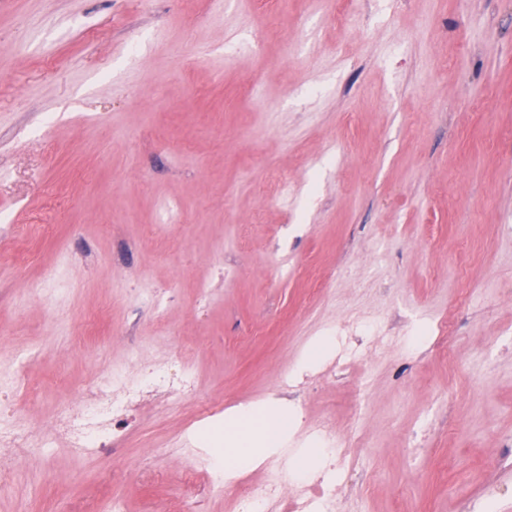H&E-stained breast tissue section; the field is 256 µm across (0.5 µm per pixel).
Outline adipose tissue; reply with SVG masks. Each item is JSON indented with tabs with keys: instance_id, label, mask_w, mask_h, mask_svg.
<instances>
[{
	"instance_id": "obj_1",
	"label": "adipose tissue",
	"mask_w": 512,
	"mask_h": 512,
	"mask_svg": "<svg viewBox=\"0 0 512 512\" xmlns=\"http://www.w3.org/2000/svg\"><path fill=\"white\" fill-rule=\"evenodd\" d=\"M296 427L297 421L284 403L272 415L259 407L230 416L224 422L221 451L225 474L233 475L241 463L261 462L282 454L295 469H312L323 451L311 442L294 441Z\"/></svg>"
}]
</instances>
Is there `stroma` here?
Wrapping results in <instances>:
<instances>
[{
  "instance_id": "1",
  "label": "stroma",
  "mask_w": 512,
  "mask_h": 512,
  "mask_svg": "<svg viewBox=\"0 0 512 512\" xmlns=\"http://www.w3.org/2000/svg\"><path fill=\"white\" fill-rule=\"evenodd\" d=\"M353 7L350 28L333 0L274 23L255 0H0V358L36 347L41 390L0 512H237L201 411L279 396L296 441L325 419L368 441L364 512H460L512 459V0ZM49 277L53 303L26 297ZM188 350L195 389L141 400L111 452L57 436L96 371Z\"/></svg>"
}]
</instances>
